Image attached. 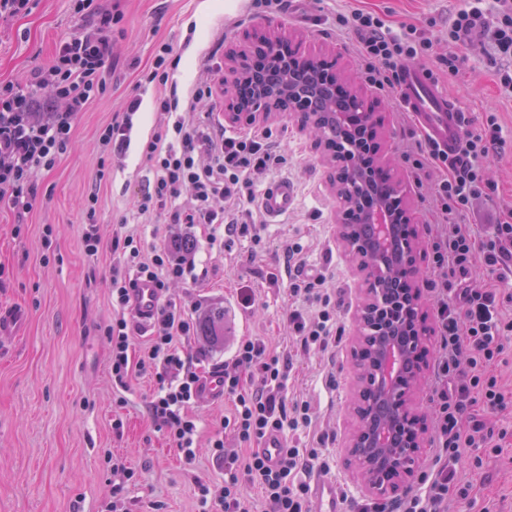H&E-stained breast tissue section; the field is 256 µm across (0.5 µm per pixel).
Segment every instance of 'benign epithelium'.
<instances>
[{
    "instance_id": "obj_1",
    "label": "benign epithelium",
    "mask_w": 512,
    "mask_h": 512,
    "mask_svg": "<svg viewBox=\"0 0 512 512\" xmlns=\"http://www.w3.org/2000/svg\"><path fill=\"white\" fill-rule=\"evenodd\" d=\"M292 39L264 24L247 33L239 49L229 56L223 86L227 120L262 124L281 114L288 103L290 117L302 130L323 135L324 113L311 112L308 90L326 87L331 100L342 95L350 82L331 55L311 54ZM277 69L282 80L271 83L267 70ZM342 139L347 150L341 158L318 140L326 161L346 167L355 183L334 180L340 210L336 233L345 252L356 263L362 279L363 297L355 310L359 327L352 349L357 370L353 411L356 424L346 440L348 463L361 489L377 500H388L409 483L422 460L428 433L425 416L415 407L424 379L427 328L419 318L421 303L419 269L415 254L420 242L410 224L406 188L398 183L387 195L375 196L374 184L388 168L380 155L379 118L376 112L355 107L340 114ZM385 224L389 240L396 245L398 265L388 268L381 253L359 237V224Z\"/></svg>"
}]
</instances>
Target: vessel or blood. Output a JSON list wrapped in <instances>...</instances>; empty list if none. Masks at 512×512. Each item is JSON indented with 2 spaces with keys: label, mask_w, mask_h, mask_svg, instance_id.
<instances>
[{
  "label": "vessel or blood",
  "mask_w": 512,
  "mask_h": 512,
  "mask_svg": "<svg viewBox=\"0 0 512 512\" xmlns=\"http://www.w3.org/2000/svg\"><path fill=\"white\" fill-rule=\"evenodd\" d=\"M400 94L405 107L418 117L428 139L448 154H459L463 128V112L459 103L448 97L425 70L416 66L403 67ZM295 195L294 184L286 180L271 183L264 189L261 206L270 221H277L292 208ZM136 305L141 321H148L158 306V294L153 283H139ZM310 488L312 512H347L348 499L341 493L335 478L313 475Z\"/></svg>",
  "instance_id": "1"
}]
</instances>
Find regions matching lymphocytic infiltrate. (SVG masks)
<instances>
[{
    "mask_svg": "<svg viewBox=\"0 0 512 512\" xmlns=\"http://www.w3.org/2000/svg\"><path fill=\"white\" fill-rule=\"evenodd\" d=\"M74 10L78 27L58 41L48 66L31 73L28 88L0 86V203L20 224L38 202V171L51 169L67 151L78 115L106 91L113 36L123 14L119 5L108 6L102 0H76ZM338 22L358 38L366 81L381 88L398 86L402 60L430 47L416 27L392 32L373 12L355 9ZM489 28L494 31L498 53L512 56V0H496L492 5L487 0H465L448 36L456 42ZM174 60L171 44L158 45L144 83L137 85L123 112L102 129V149L116 157L126 154L142 94L147 85H156L152 105L160 120L142 149L152 177L140 190L139 214L163 211L170 223L189 230L208 226L224 230L231 238L247 237L260 243V227L253 217L254 178L276 169L283 158L267 133H230L223 124L200 122L196 105L210 98L211 82L200 81L186 94H179L171 76ZM503 145L501 128L490 115L479 129L465 131L459 155L448 156L431 141L410 143L403 153L415 174L440 170L434 190L442 201L441 216L449 221L448 228L431 240L432 271L441 285L435 295L439 324L436 450L431 468L418 477L417 493L397 503H364L359 512H446L449 497L468 499V488L456 482L455 464L469 448L474 466L482 467L487 443L483 417L512 403L491 372L492 365L512 347V321L503 320L495 291L456 285L458 278L474 269L479 254L500 282L512 281V214L487 225L482 233L454 222L455 216L485 196L483 164ZM183 247V239L174 237L148 252L133 235L113 234V316L105 332L113 383L124 388L132 376L152 375L156 389L147 410L165 427L190 465L196 459L199 431L189 409L199 400L204 380L193 357L180 350L178 340L194 335L196 324L183 308L165 302L151 317L145 342H134L140 329L134 309L139 281H151L158 293H165L170 280L184 278L187 272ZM325 282L321 273L299 271L292 278V297L321 307L310 320L296 309L288 315L305 348H327L333 337L336 302ZM290 364L289 357L270 354L263 339L248 336L236 344L231 361L224 365V393L236 400L230 421L234 438L252 445L253 450L248 457H240L226 447L223 429L215 430L211 445L224 480L215 489L197 481L199 512H251L241 492L246 480L259 486L264 512H311L309 487L298 474L318 460L317 451L284 443L272 463L255 450L269 434L311 422L308 402L290 404L283 394Z\"/></svg>",
    "mask_w": 512,
    "mask_h": 512,
    "instance_id": "lymphocytic-infiltrate-1",
    "label": "lymphocytic infiltrate"
}]
</instances>
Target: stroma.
Returning <instances> with one entry per match:
<instances>
[{
	"instance_id": "35a3bbf8",
	"label": "stroma",
	"mask_w": 512,
	"mask_h": 512,
	"mask_svg": "<svg viewBox=\"0 0 512 512\" xmlns=\"http://www.w3.org/2000/svg\"><path fill=\"white\" fill-rule=\"evenodd\" d=\"M460 7L461 0H289L274 13L256 0H120L123 34L115 39L105 94L79 114L72 142L55 166L39 173L40 197L27 223H16L0 205V308L17 307L24 313L17 337L0 345V512H108L117 482L112 474L116 456L139 474L123 491L129 512H198L195 479L222 480L210 436L230 415V399L204 396L191 406L200 433L196 460L189 465L146 410L155 383L136 377L123 389L109 373L105 327L112 320V234L121 230L158 245L173 227L167 214L141 216L134 207V193L148 174L140 144L156 119L151 104L141 107L136 143L126 158H106L99 132L122 110L158 44L172 43L180 54L175 77L183 88L198 79L200 57L213 54L215 67L224 68L243 35L263 18L304 47L335 55L355 88L379 106L383 150L398 161L423 243L419 288L430 312L429 241L437 230L433 215L440 202L433 177H416L401 161L405 133L415 130L420 140L425 134L416 115L404 112L397 91L364 79L357 41L336 19L360 8L379 13L393 31L417 27L432 47L411 58V65L434 70L438 84L460 102L472 126L496 116L505 145L483 169L484 180L496 191L491 201H477L468 217L473 224H492L499 210L512 208V95L500 91L502 75H512V59L496 53L489 34L471 42L450 41L448 23ZM78 21L73 0H33L29 14L0 21V85H25L31 70L49 62L56 42ZM451 52L464 59L455 73L438 63ZM264 128L287 162L257 187L293 181L295 208L276 224L258 214L264 231L257 244L240 237L219 246L200 235L190 252L191 274L171 282L166 298L199 320L211 311H231L237 337L260 336L271 352L291 354L284 395L291 403L309 402L311 423L287 431L288 442L317 449L330 475L350 498L362 502L366 495L348 473L344 454L353 423L349 398L355 384L351 348L358 280L336 236L337 201L329 170L313 148V133L285 116ZM102 166L110 168L112 177L99 185L95 173ZM93 193L98 196L102 248L91 257L82 248L81 233ZM296 242L303 250L293 262L306 272H325L338 302L340 334L324 350L303 349L289 328L291 310L306 316L318 311L317 305L293 299L289 292L285 248ZM245 291L254 295V307H245ZM179 346L204 372L233 352L220 335H196L180 340ZM116 419L123 422L119 434L112 429ZM487 427L488 444L496 452L480 468L462 456L457 477L469 485L470 498L449 499L448 512H512V406L489 417Z\"/></svg>"
}]
</instances>
